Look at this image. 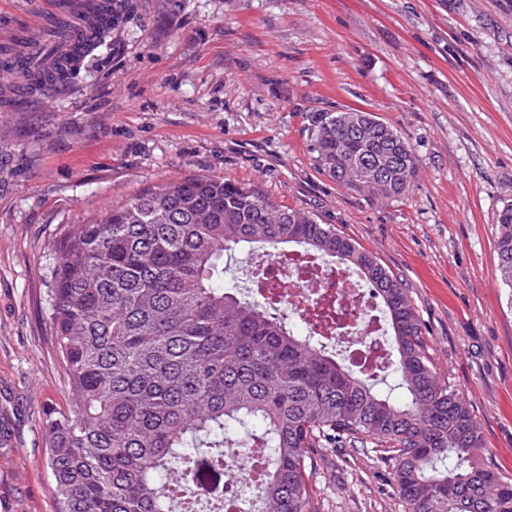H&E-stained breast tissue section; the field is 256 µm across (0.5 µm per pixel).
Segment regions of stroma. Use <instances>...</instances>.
<instances>
[{"label":"stroma","instance_id":"1","mask_svg":"<svg viewBox=\"0 0 512 512\" xmlns=\"http://www.w3.org/2000/svg\"><path fill=\"white\" fill-rule=\"evenodd\" d=\"M51 0H0V45ZM111 33L66 83L0 101V512H54L44 413L68 387L50 274L63 225L189 174L315 213L402 281L443 382L512 482V291L494 226L512 201V0H112ZM371 112L411 143L412 190L384 200L316 165L321 112ZM264 251L224 261L250 295ZM373 442L319 449L310 512H405Z\"/></svg>","mask_w":512,"mask_h":512}]
</instances>
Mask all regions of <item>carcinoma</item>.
<instances>
[{"mask_svg": "<svg viewBox=\"0 0 512 512\" xmlns=\"http://www.w3.org/2000/svg\"><path fill=\"white\" fill-rule=\"evenodd\" d=\"M361 112L312 121L311 151L348 189L399 198L418 160L387 124L355 133ZM500 280L512 289V204L494 231ZM330 258L380 298L394 350L372 339L343 364L328 351L345 329L336 300L311 303L305 332L288 325L264 276V304L224 287V257L244 244ZM50 311L69 386L67 408L45 412L55 512H176V487L222 512H308L317 449L370 438L394 454L406 512H512V482L477 457L479 424L425 353L406 288L372 253L255 186L195 174L110 207L60 238ZM396 375L404 399L374 391ZM250 429L255 480L224 484V444Z\"/></svg>", "mask_w": 512, "mask_h": 512, "instance_id": "obj_1", "label": "carcinoma"}]
</instances>
